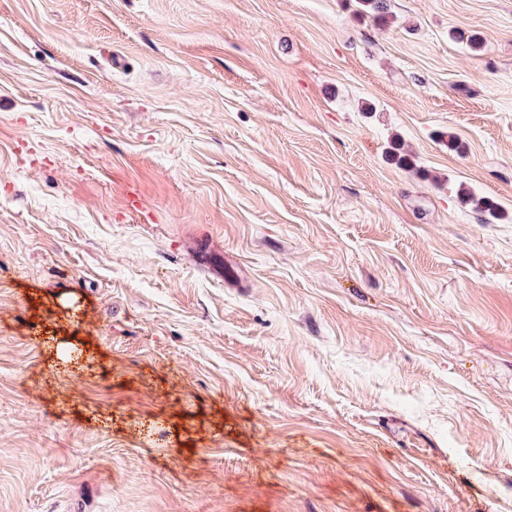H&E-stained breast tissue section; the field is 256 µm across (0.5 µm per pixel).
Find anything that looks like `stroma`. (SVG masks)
<instances>
[{
	"instance_id": "obj_1",
	"label": "stroma",
	"mask_w": 512,
	"mask_h": 512,
	"mask_svg": "<svg viewBox=\"0 0 512 512\" xmlns=\"http://www.w3.org/2000/svg\"><path fill=\"white\" fill-rule=\"evenodd\" d=\"M0 512H512V0H0Z\"/></svg>"
}]
</instances>
